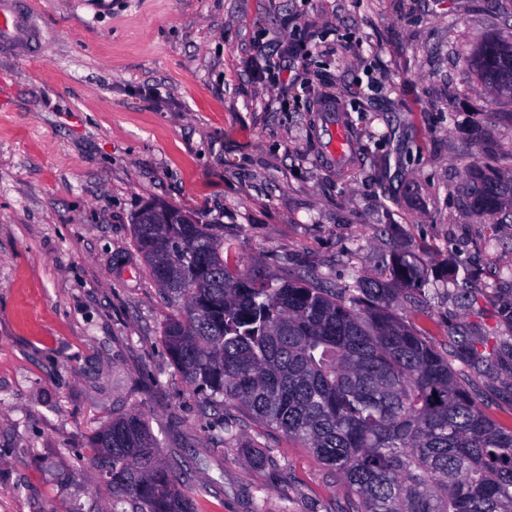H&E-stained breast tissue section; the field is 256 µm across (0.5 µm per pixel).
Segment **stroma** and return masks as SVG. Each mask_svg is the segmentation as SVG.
Returning <instances> with one entry per match:
<instances>
[{
	"label": "stroma",
	"mask_w": 512,
	"mask_h": 512,
	"mask_svg": "<svg viewBox=\"0 0 512 512\" xmlns=\"http://www.w3.org/2000/svg\"><path fill=\"white\" fill-rule=\"evenodd\" d=\"M33 3L38 54L0 45V512H110L90 439L134 410L197 512H353L281 432L232 409L241 445L219 443L161 345L175 307L143 271L134 217L165 201L218 225L242 271L339 287L407 252L432 291L422 311L394 308L430 344L512 343V224L461 196L468 165L512 166V101L473 92L461 62L512 35V0ZM264 47L288 50L279 79ZM328 101L350 120L346 174L323 157ZM457 370L512 426V363Z\"/></svg>",
	"instance_id": "obj_1"
}]
</instances>
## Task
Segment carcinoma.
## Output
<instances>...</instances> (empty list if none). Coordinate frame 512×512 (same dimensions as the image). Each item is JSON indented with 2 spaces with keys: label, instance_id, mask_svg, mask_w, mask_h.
<instances>
[{
  "label": "carcinoma",
  "instance_id": "1",
  "mask_svg": "<svg viewBox=\"0 0 512 512\" xmlns=\"http://www.w3.org/2000/svg\"><path fill=\"white\" fill-rule=\"evenodd\" d=\"M480 91L512 88V38L463 57ZM466 207L512 224V170L467 169ZM144 271L177 305L160 340L185 383L214 410L234 407L336 472L356 512H512V427L491 419L448 355L394 311L416 303L427 272L395 253L375 277L342 288L297 270L242 273L213 224H133ZM466 339L457 358L502 359ZM112 512H196L148 423L131 412L91 438Z\"/></svg>",
  "mask_w": 512,
  "mask_h": 512
}]
</instances>
